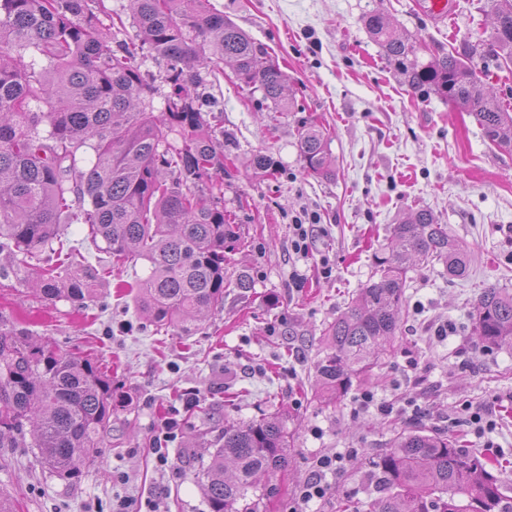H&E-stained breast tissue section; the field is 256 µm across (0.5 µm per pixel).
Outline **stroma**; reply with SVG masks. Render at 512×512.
Instances as JSON below:
<instances>
[{"instance_id": "stroma-1", "label": "stroma", "mask_w": 512, "mask_h": 512, "mask_svg": "<svg viewBox=\"0 0 512 512\" xmlns=\"http://www.w3.org/2000/svg\"><path fill=\"white\" fill-rule=\"evenodd\" d=\"M422 2L209 0L277 57L295 106L273 129L269 102L239 87L232 69L207 83L212 124L231 140L224 207L241 235L224 266V306L193 335L156 329L127 290L147 274V261L112 271L84 224L66 225L63 237L93 266L110 269L94 298L52 302L0 278V328L97 359L125 398L76 479L49 471L37 449L0 448V496L13 512H110L118 495L152 501L157 512H210L201 461L225 425L281 411L294 436L292 464L249 491L261 512H289L317 459L345 448L358 456L330 475L327 496L308 510L366 512L377 495L370 460L386 449L392 428L415 425L459 438L498 470L512 496V346L483 349L471 320L484 289H512V151L490 145L464 109L412 94L362 22L380 11L438 57L488 40L491 2L455 0L443 22L423 20ZM310 119L329 133L332 179H314L303 167L297 130ZM257 153L277 162L275 177L253 168ZM420 209L449 226L468 254L467 271L453 278L440 263L411 268L392 348L347 394L328 398L317 383L322 331L372 276L371 254L388 244L392 225ZM311 219L307 252L295 253L293 226ZM243 275L251 281L244 291L234 286ZM365 390L391 402L393 414L356 409ZM189 392L200 401L187 411ZM466 406L489 409L493 433L474 435ZM171 415L180 427L162 466L151 448Z\"/></svg>"}]
</instances>
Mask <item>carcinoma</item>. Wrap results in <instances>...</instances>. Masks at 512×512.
I'll return each mask as SVG.
<instances>
[{
	"instance_id": "carcinoma-1",
	"label": "carcinoma",
	"mask_w": 512,
	"mask_h": 512,
	"mask_svg": "<svg viewBox=\"0 0 512 512\" xmlns=\"http://www.w3.org/2000/svg\"><path fill=\"white\" fill-rule=\"evenodd\" d=\"M129 2L135 34L114 41L105 0H0V254L11 260L0 264V276L11 272L25 285L27 259L64 252L38 273L43 298H89L100 272L76 248H64L61 232L64 224H86L112 267L149 263V275L135 284L138 310L157 328L177 326L189 336L204 311L224 307L226 251L239 240L224 211L225 142L210 129L200 67L230 62L241 88L272 103L273 128L293 104L278 61L224 12L203 0ZM492 9L490 63L512 73V0H492ZM362 22L406 86L468 108L491 144L512 148V113L485 88L475 52L450 50L425 62L422 38L396 34L380 12ZM147 57L166 67L170 91L159 114L161 90L141 70ZM328 141L315 123L298 129L313 178L335 174ZM390 233L395 246L373 253L374 275L324 330L317 373L336 398L396 336L411 259L440 262L453 277L467 270L448 225L427 209ZM472 320L483 348L512 345V292L485 289ZM121 404L89 358L0 329V448L18 447L13 433L29 422L43 463L74 476L98 454ZM288 447L278 416L224 427L202 473L211 512H240L260 476L291 464ZM371 467L379 497L369 512H512L502 482L477 457L424 428L396 432Z\"/></svg>"
}]
</instances>
